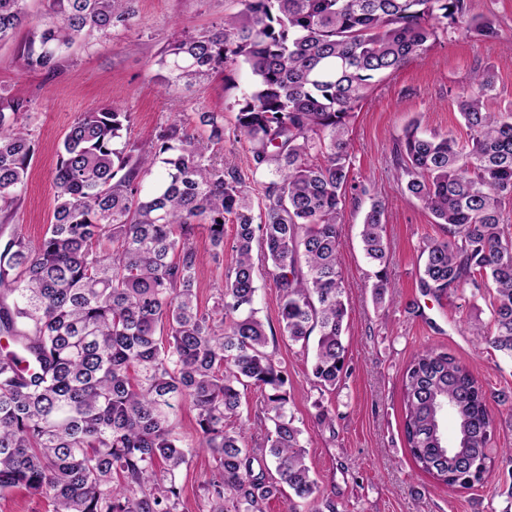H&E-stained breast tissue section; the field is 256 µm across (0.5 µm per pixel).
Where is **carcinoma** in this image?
Returning a JSON list of instances; mask_svg holds the SVG:
<instances>
[{
	"label": "carcinoma",
	"mask_w": 512,
	"mask_h": 512,
	"mask_svg": "<svg viewBox=\"0 0 512 512\" xmlns=\"http://www.w3.org/2000/svg\"><path fill=\"white\" fill-rule=\"evenodd\" d=\"M27 0H0V43L28 18ZM135 0H49L21 56L55 74L78 41L128 25ZM493 38L469 18L467 0H242V8L170 41L159 64L168 86L200 88L230 66L252 82L237 100L232 135L249 144L244 172L217 162L224 113H185L149 144L125 136L132 113L118 104L74 120L53 173V219L32 245L0 246V493L45 498L52 512H182L179 476L192 457L214 462L202 512H266L287 497L308 512H337L307 464L289 408L288 374L268 351L257 278L278 291L281 334L308 349L320 392L343 376L348 313L338 261L350 187L348 120L375 83L424 54L448 28ZM491 75L474 70L457 106L470 131L427 134L413 122L392 167L445 237L424 244L420 288L446 294L485 287L490 320L473 334L512 359V113L488 112ZM24 102L0 96V202L27 188L35 148ZM385 204L374 200L360 232L376 268L374 295L392 287ZM236 225L235 261L217 273L212 308L197 303L195 230L224 252V221ZM261 391L254 410L245 391ZM404 435L421 472L471 489L493 464L488 448L512 423L488 408L484 386L455 357L429 347L402 374ZM455 408L477 474L461 470L433 438V403ZM195 412L198 438L178 431Z\"/></svg>",
	"instance_id": "carcinoma-1"
}]
</instances>
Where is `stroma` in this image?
<instances>
[{
    "mask_svg": "<svg viewBox=\"0 0 512 512\" xmlns=\"http://www.w3.org/2000/svg\"><path fill=\"white\" fill-rule=\"evenodd\" d=\"M241 8V0H137L128 26L105 38L74 44L62 68L49 77L22 69L19 54L26 29L0 46V95L27 104V122L35 143L28 188L21 201L0 211V238L18 234L38 242L52 216L51 174L58 149L74 118L93 108L120 103L133 114L129 137L150 143L159 126L177 112H220L233 126L242 92L252 80L243 67L214 75L202 89H166L159 64L167 43L208 27ZM470 14L496 24L489 40L452 29L422 56L373 87L350 119V178L355 186L341 230L340 267L348 316L347 357L336 391L320 393L309 376L310 358L300 345L282 336L278 292L269 278L258 280V307L269 335V349L288 373L290 410L308 441L307 462L339 512H512V468L499 464L501 449L512 448V427L492 443L496 465L483 485L448 488L419 471L405 445L401 375L420 350L435 347L453 355L487 392L512 396V360L480 344L470 332L489 320L481 298L448 291L422 293L419 270L426 240L442 238L430 210L402 192L391 165V150L410 122L429 133H452L467 140L457 95L473 68L490 70L495 79L487 107L512 109V0H470ZM386 204L385 237L389 278L383 300H376L361 247L360 224L372 198ZM198 253L197 297L212 305L218 265L231 264L232 252L214 257L205 232L195 237ZM334 415L319 421L320 408Z\"/></svg>",
    "mask_w": 512,
    "mask_h": 512,
    "instance_id": "1",
    "label": "stroma"
}]
</instances>
